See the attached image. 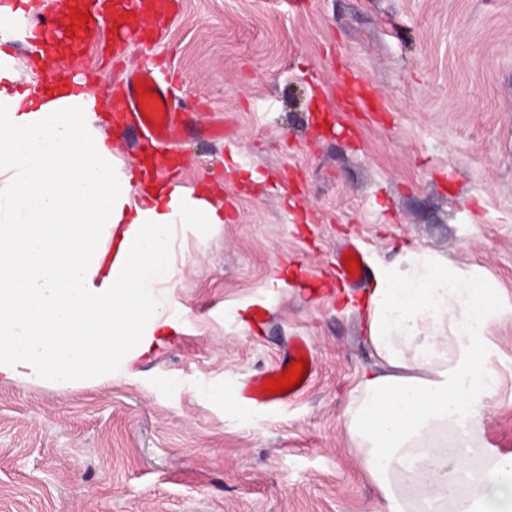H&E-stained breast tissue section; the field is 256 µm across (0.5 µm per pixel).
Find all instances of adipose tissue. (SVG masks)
Returning a JSON list of instances; mask_svg holds the SVG:
<instances>
[{
	"instance_id": "obj_1",
	"label": "adipose tissue",
	"mask_w": 512,
	"mask_h": 512,
	"mask_svg": "<svg viewBox=\"0 0 512 512\" xmlns=\"http://www.w3.org/2000/svg\"><path fill=\"white\" fill-rule=\"evenodd\" d=\"M32 74L20 86L0 66V384H102L178 333L176 227L223 223L222 193H171L152 154L129 170L98 78H71L65 54ZM360 303L373 368L342 424L381 512H512V451L483 436L512 295L420 249Z\"/></svg>"
}]
</instances>
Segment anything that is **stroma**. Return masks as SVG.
<instances>
[{
  "label": "stroma",
  "instance_id": "obj_1",
  "mask_svg": "<svg viewBox=\"0 0 512 512\" xmlns=\"http://www.w3.org/2000/svg\"><path fill=\"white\" fill-rule=\"evenodd\" d=\"M159 58L220 141L178 153L224 222L190 225L169 305L181 331L112 381L0 384V512H378L341 414L373 364L361 289L308 270L357 244L477 264L512 293V0H178ZM369 82L383 111L340 112ZM314 372L272 411L238 393L293 337ZM484 423L512 451V320Z\"/></svg>",
  "mask_w": 512,
  "mask_h": 512
}]
</instances>
